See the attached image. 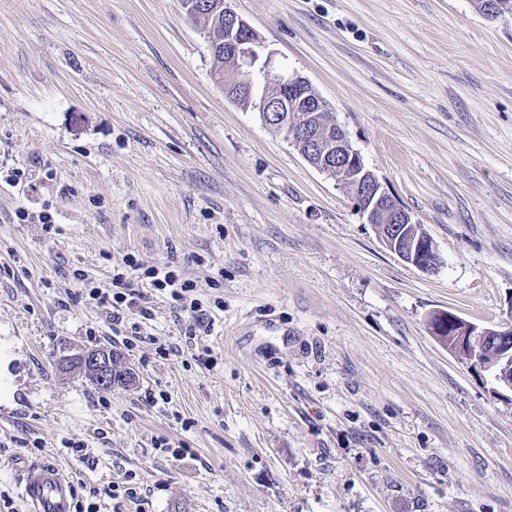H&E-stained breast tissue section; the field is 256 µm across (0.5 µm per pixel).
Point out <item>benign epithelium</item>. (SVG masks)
I'll return each instance as SVG.
<instances>
[{
	"label": "benign epithelium",
	"instance_id": "obj_1",
	"mask_svg": "<svg viewBox=\"0 0 512 512\" xmlns=\"http://www.w3.org/2000/svg\"><path fill=\"white\" fill-rule=\"evenodd\" d=\"M194 14L208 12L224 24V48L210 42V55L224 54V75L215 77L224 96L260 112L264 123L283 134L304 159L338 184L350 190L356 209L374 225L383 244L404 262L422 272H433L442 263L433 240L405 210L391 204L390 197L339 125L319 124L326 111L324 101L309 82L298 75L276 70L263 56V43L250 25L229 6V0L205 4L189 0ZM244 67L256 68L260 80H243ZM436 337L448 335L449 350L491 374L496 385L512 392V319L493 327L468 322L452 312H438L430 319ZM113 354L110 350H83L65 354L59 368L78 365L103 385L111 382Z\"/></svg>",
	"mask_w": 512,
	"mask_h": 512
}]
</instances>
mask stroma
<instances>
[{"label":"stroma","mask_w":512,"mask_h":512,"mask_svg":"<svg viewBox=\"0 0 512 512\" xmlns=\"http://www.w3.org/2000/svg\"><path fill=\"white\" fill-rule=\"evenodd\" d=\"M230 5L443 263L388 250L345 188L225 98L181 0H0V512H25L22 468L43 464L99 512H512V392L429 324L512 316V14ZM128 255L193 282L211 335L188 338L149 287L150 319L113 335L85 285L111 291ZM103 345L135 386L56 367Z\"/></svg>","instance_id":"1"}]
</instances>
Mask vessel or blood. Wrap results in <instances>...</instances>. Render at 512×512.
<instances>
[{
	"label": "vessel or blood",
	"instance_id": "vessel-or-blood-1",
	"mask_svg": "<svg viewBox=\"0 0 512 512\" xmlns=\"http://www.w3.org/2000/svg\"><path fill=\"white\" fill-rule=\"evenodd\" d=\"M22 497L28 512H72L74 488L54 467L35 466L25 474Z\"/></svg>",
	"mask_w": 512,
	"mask_h": 512
}]
</instances>
